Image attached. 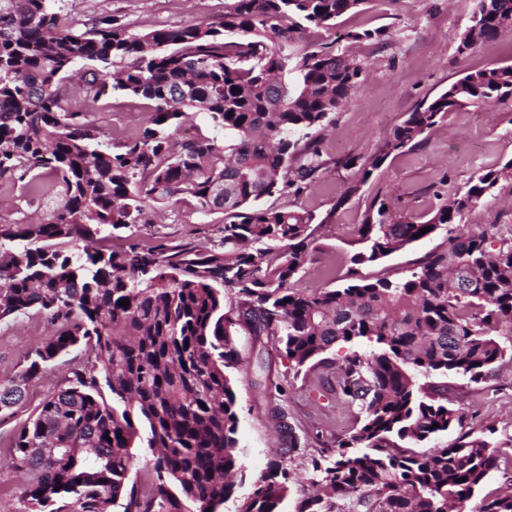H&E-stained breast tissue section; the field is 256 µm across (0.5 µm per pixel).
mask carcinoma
Instances as JSON below:
<instances>
[{"label": "carcinoma", "instance_id": "obj_1", "mask_svg": "<svg viewBox=\"0 0 512 512\" xmlns=\"http://www.w3.org/2000/svg\"><path fill=\"white\" fill-rule=\"evenodd\" d=\"M52 2L0 0V193L18 190L48 209L38 223L0 224V323L35 312L55 327L0 384V411L72 356L67 386L15 432L8 462L28 473L24 512H111L120 499L123 512H219L239 471L226 371L242 333L274 344L295 377L328 363L335 343L353 345L324 388L355 427L317 440L310 480L325 495L294 496L278 450L235 512H464L512 442L493 426L465 429L446 379L479 383L512 364V233L461 222L512 159L477 172L425 221L398 199L370 202L354 264L445 232L446 247L404 277L338 288L292 281L312 260L318 229L392 153L459 108L511 97L512 65L464 74L408 113L375 155L347 159L356 177L318 219L262 201L297 195L326 169L320 132L363 68L311 49L308 37L367 0H229L218 23L147 32L112 14L81 30ZM472 26L477 44L512 27V0H477ZM79 62L102 69L73 81ZM107 84L153 113L135 135L103 145L72 104ZM200 112L212 132L178 139ZM186 202L222 215L211 247L102 245L148 223L156 205ZM251 386L264 397L281 391L261 373ZM272 417L296 451L284 409ZM453 430V441L415 451ZM137 448L152 474L146 490L129 481ZM474 512H512V477Z\"/></svg>", "mask_w": 512, "mask_h": 512}]
</instances>
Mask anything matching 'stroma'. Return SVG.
<instances>
[{
  "mask_svg": "<svg viewBox=\"0 0 512 512\" xmlns=\"http://www.w3.org/2000/svg\"><path fill=\"white\" fill-rule=\"evenodd\" d=\"M56 3L78 23L88 25L103 15H120L138 32L159 25L213 22L224 14V0ZM476 3L477 0H367L363 10L347 14L333 28L311 36L312 48L332 47L367 67L364 81L336 111L325 133L327 169L299 195L277 200L278 205L317 216L329 212L334 215L321 230L319 251L312 262L322 272L319 287L341 286L352 271L361 279L400 278L443 243V235L436 233L383 262L352 266L350 258L357 250L354 230L374 196H400L410 213L417 216L438 206L434 191L440 179H447L449 189L455 191L479 169L496 167L512 158V98L493 105L464 107L451 112L412 148L392 153L359 195L346 204L338 202L355 175L354 170L343 167L346 157L377 152L407 112L447 89L461 73L512 64V27L502 30L493 41L459 52ZM358 28L386 29L387 39L380 44L350 40L349 32ZM84 110L104 143L135 131L150 113L142 99L110 87L103 88L98 101L85 105ZM463 223L471 229L479 224H495L501 233L512 232V178L501 182L492 195L466 214ZM218 226V217L203 218L181 205L153 215L151 223L115 232L112 243L122 246L134 240L145 244L166 238L204 246L215 240ZM51 333L46 321L33 313L17 322L0 324V383L18 375L26 354ZM236 344L240 362L229 369L228 376L237 395L243 478L237 481L233 496L240 499L250 493L253 480L265 469L275 449L288 446L287 437L273 426L274 404L287 403L288 422L303 439L345 433L353 428L354 418L334 394L323 389L331 376L330 368L319 366L296 377L289 374L285 356L272 346L245 335L238 336ZM260 368L282 387L281 395L275 399L257 396L250 385ZM69 371L68 361L59 360L45 377L30 386L26 401L16 407L14 416L0 417V456L8 452L15 423L33 413L48 393L66 386ZM448 383L450 397L465 412L470 427L492 425L497 427L499 439L512 438V366L479 384L467 383L462 377L449 378Z\"/></svg>",
  "mask_w": 512,
  "mask_h": 512,
  "instance_id": "stroma-1",
  "label": "stroma"
}]
</instances>
